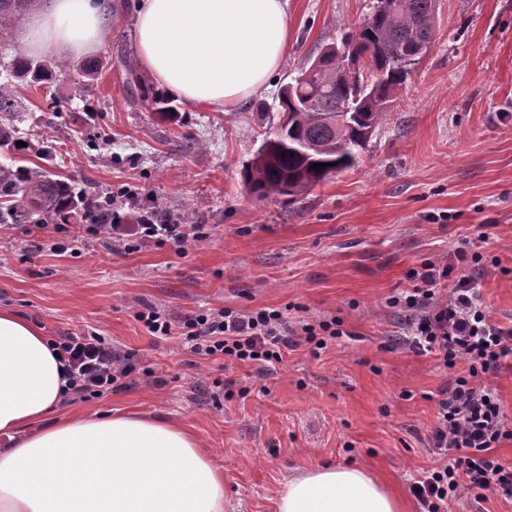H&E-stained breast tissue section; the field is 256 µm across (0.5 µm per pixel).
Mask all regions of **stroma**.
Here are the masks:
<instances>
[{"instance_id": "1", "label": "stroma", "mask_w": 512, "mask_h": 512, "mask_svg": "<svg viewBox=\"0 0 512 512\" xmlns=\"http://www.w3.org/2000/svg\"><path fill=\"white\" fill-rule=\"evenodd\" d=\"M371 2L290 0L282 66L229 111L181 102L170 122L150 103L128 106L120 59L136 53L133 0H112L106 15L96 55L112 57L111 69L89 80L82 59L44 55V81L13 83L22 109L7 121L20 144L0 145L1 165L37 167L39 146L53 145L62 177L158 201L206 236L182 255L152 244L120 254L106 235H87L79 254L58 255L47 248L54 225H14L0 234V307L50 338L93 330L132 354L131 385L63 402L61 414L181 422L222 468L228 512H276L280 481L324 463L366 469L404 512H420L409 486L433 464L435 398L454 374L399 345L401 319L386 300L422 259L485 228L483 301L512 326V0H439L429 53L354 167L294 203L243 186V166L279 121L280 88ZM286 306L341 318L345 337L258 371L187 355L134 317Z\"/></svg>"}]
</instances>
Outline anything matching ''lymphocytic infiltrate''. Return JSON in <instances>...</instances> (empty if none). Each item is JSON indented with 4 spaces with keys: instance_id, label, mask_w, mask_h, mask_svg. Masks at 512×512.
I'll return each instance as SVG.
<instances>
[{
    "instance_id": "1",
    "label": "lymphocytic infiltrate",
    "mask_w": 512,
    "mask_h": 512,
    "mask_svg": "<svg viewBox=\"0 0 512 512\" xmlns=\"http://www.w3.org/2000/svg\"><path fill=\"white\" fill-rule=\"evenodd\" d=\"M91 235L106 234L117 253H132L144 244L175 246L178 253L200 241L196 224H90ZM463 241L448 259H425L409 269V288L390 296L386 304L406 314V346L436 356L444 368L465 365L466 374L438 393L437 416L430 440L434 466L410 485L424 512H443L448 501L461 495L482 500L486 492L512 499V465L491 450L512 439L497 393L490 386L474 385L473 377L499 372L512 359V326L494 324L487 316L478 280L470 274L480 263V242ZM135 318L156 337L178 339L187 353L208 360H224L258 369L282 362L285 353L299 346L312 353L327 349L344 336L340 318L289 319L285 310L210 308L176 324L160 310L148 308ZM66 378L70 399L99 397L121 387L136 370L132 357L111 339L96 332L52 340Z\"/></svg>"
}]
</instances>
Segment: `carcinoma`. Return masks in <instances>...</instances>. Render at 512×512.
Wrapping results in <instances>:
<instances>
[{
    "instance_id": "obj_1",
    "label": "carcinoma",
    "mask_w": 512,
    "mask_h": 512,
    "mask_svg": "<svg viewBox=\"0 0 512 512\" xmlns=\"http://www.w3.org/2000/svg\"><path fill=\"white\" fill-rule=\"evenodd\" d=\"M37 0H0V44L9 39L13 22L32 10ZM396 6L371 11L343 35L342 47L331 42L308 67L279 93L288 125L265 138L243 172L244 187L258 199L288 198L293 203L331 176L353 167L366 142L389 116V107L406 87L420 50L432 46L438 0H394ZM368 67L370 78L346 73V50ZM128 102L156 106L162 118L174 121L178 110L164 92L146 85L129 60H124ZM44 67L16 57L0 83V113L19 108L11 88L16 77L41 81ZM315 163L327 167L311 168ZM80 211L87 224L112 220V197L94 195L68 179L27 166L0 165V225L62 224Z\"/></svg>"
}]
</instances>
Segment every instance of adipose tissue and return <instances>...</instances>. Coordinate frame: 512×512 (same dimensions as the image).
Returning a JSON list of instances; mask_svg holds the SVG:
<instances>
[{
	"label": "adipose tissue",
	"instance_id": "1",
	"mask_svg": "<svg viewBox=\"0 0 512 512\" xmlns=\"http://www.w3.org/2000/svg\"><path fill=\"white\" fill-rule=\"evenodd\" d=\"M289 0H140V65L197 107L265 87L288 44ZM105 0H43L26 48L78 57L104 41ZM65 382L40 329L0 309V512H224V474L161 416L59 417ZM277 512H400L366 471L326 465L281 481Z\"/></svg>",
	"mask_w": 512,
	"mask_h": 512
}]
</instances>
